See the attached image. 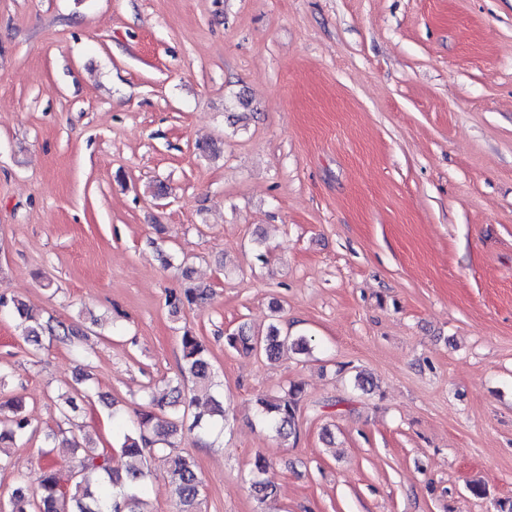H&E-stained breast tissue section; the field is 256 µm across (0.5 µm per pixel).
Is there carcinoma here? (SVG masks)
Listing matches in <instances>:
<instances>
[{
    "mask_svg": "<svg viewBox=\"0 0 512 512\" xmlns=\"http://www.w3.org/2000/svg\"><path fill=\"white\" fill-rule=\"evenodd\" d=\"M193 271L182 268L186 286L169 293L167 304L172 314L206 300L210 289L193 284ZM0 314L18 321L22 336L35 343L47 336L59 341H72L78 332L59 321H43L25 302L0 295ZM224 346L238 353L250 354L257 350L268 359L278 358L289 346L299 354L309 352V341L304 336L291 338L281 334L275 325L265 335H255L241 325L224 336ZM181 359L178 374L165 383L157 394L146 393L147 406L135 413L127 429L119 438L117 452L125 459L124 468L112 467V454L98 450L93 439L74 435L63 439L76 449L72 461V485L64 488L57 470L49 463L44 467L38 491L29 489L24 479H17L5 512H144L142 495L151 475L149 460L157 454L168 465L170 482L181 506L180 512H198L202 480L193 459L188 455H171L167 449L175 447L181 434L184 418L192 415L190 431L196 442L205 444L216 430L224 425V404L220 400L219 385L209 359V350L200 337L191 330H183L180 342ZM303 392L302 385H291L280 397L259 401V421L275 436L287 439L296 434V417ZM9 415L0 427V466L10 464L6 446L25 439L32 432V424L24 412L21 398L0 401V412ZM251 489L256 499L264 503L275 496V486L260 477Z\"/></svg>",
    "mask_w": 512,
    "mask_h": 512,
    "instance_id": "cac0c4a2",
    "label": "carcinoma"
}]
</instances>
